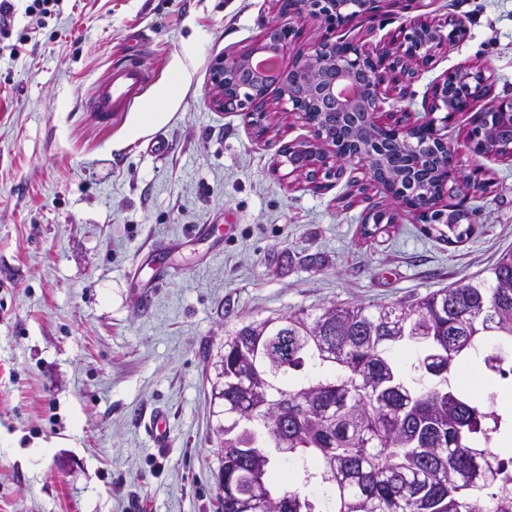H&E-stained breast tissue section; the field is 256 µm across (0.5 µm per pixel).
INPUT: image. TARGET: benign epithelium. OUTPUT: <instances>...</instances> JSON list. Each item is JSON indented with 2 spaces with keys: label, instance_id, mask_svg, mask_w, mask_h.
Wrapping results in <instances>:
<instances>
[{
  "label": "benign epithelium",
  "instance_id": "7a95c632",
  "mask_svg": "<svg viewBox=\"0 0 512 512\" xmlns=\"http://www.w3.org/2000/svg\"><path fill=\"white\" fill-rule=\"evenodd\" d=\"M271 16L262 25L259 50L273 52L288 59L284 72L277 78L267 76L252 66L254 52L226 55L211 65L212 92L210 105L218 111H241L252 118V125L263 134L270 112V95L286 101L289 114L299 115L314 129L315 139L303 144H290L283 150L286 161L296 159L292 171L316 181L324 175L341 178L346 166L354 164L367 169L371 180L387 187L391 198L401 207L422 212V208L383 162L384 136L410 141L419 129L426 132L430 145L443 152L442 170L436 172V191L429 211L450 192L459 190L463 172L454 164V150L437 134L434 114L444 113L441 121L458 112H468L474 102L484 96L487 78L484 69L468 62L445 73L432 86L426 108L429 118L418 125H405L399 119L384 123L382 94L403 98L418 68L431 63L443 46L462 40L464 26L452 19L440 22L418 17L410 27L391 39L386 49L379 50L359 39H329L304 49L288 51L300 38L294 21L311 19L329 28H344L360 18H370L387 7L405 0H270ZM351 84L360 87L358 97L345 99L341 90ZM491 113L512 115V96L488 101L469 131L470 149L478 154L487 150L480 145L485 134L484 122ZM347 117L357 127H371L376 136L366 142L353 141L342 150L328 152L329 128L336 125V115Z\"/></svg>",
  "mask_w": 512,
  "mask_h": 512
}]
</instances>
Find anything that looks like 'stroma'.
<instances>
[{
    "mask_svg": "<svg viewBox=\"0 0 512 512\" xmlns=\"http://www.w3.org/2000/svg\"><path fill=\"white\" fill-rule=\"evenodd\" d=\"M26 6L0 41V512H218L227 330L407 302L512 249V158L469 150L474 113L436 125L457 168L492 183L447 196L474 226L451 244L361 167L322 190L293 174L280 149L313 137L297 116L271 113L260 136L211 108V63L258 40L269 0H59L42 21ZM420 16L467 34L385 111L424 120L431 85L465 61L486 96L512 95V0H412L341 34L379 45ZM124 54L152 81L103 124L85 104ZM163 88L171 103L145 122ZM375 204L397 222L362 237ZM451 376L482 403L504 385L462 363ZM159 408L162 450L147 434Z\"/></svg>",
    "mask_w": 512,
    "mask_h": 512,
    "instance_id": "1",
    "label": "stroma"
}]
</instances>
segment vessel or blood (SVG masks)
<instances>
[{
    "mask_svg": "<svg viewBox=\"0 0 512 512\" xmlns=\"http://www.w3.org/2000/svg\"><path fill=\"white\" fill-rule=\"evenodd\" d=\"M150 81L149 72L139 65L128 63L114 67L96 85L87 109L94 112L101 122H110L113 115L128 111Z\"/></svg>",
    "mask_w": 512,
    "mask_h": 512,
    "instance_id": "obj_1",
    "label": "vessel or blood"
}]
</instances>
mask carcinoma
Listing matches in <instances>:
<instances>
[{
    "mask_svg": "<svg viewBox=\"0 0 512 512\" xmlns=\"http://www.w3.org/2000/svg\"><path fill=\"white\" fill-rule=\"evenodd\" d=\"M432 170L413 190L434 189ZM461 210L448 214L460 242ZM485 344L512 374V251L409 304L340 303L251 322L224 341L221 512H512L503 418L451 386Z\"/></svg>",
    "mask_w": 512,
    "mask_h": 512,
    "instance_id": "carcinoma-1",
    "label": "carcinoma"
}]
</instances>
